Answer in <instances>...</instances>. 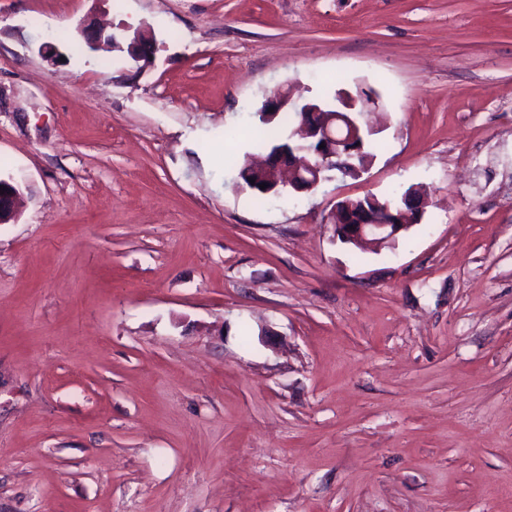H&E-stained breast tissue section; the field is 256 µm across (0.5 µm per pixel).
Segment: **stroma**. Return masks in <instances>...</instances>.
<instances>
[{
    "label": "stroma",
    "instance_id": "1",
    "mask_svg": "<svg viewBox=\"0 0 512 512\" xmlns=\"http://www.w3.org/2000/svg\"><path fill=\"white\" fill-rule=\"evenodd\" d=\"M286 87L376 148L261 203ZM0 178V512H512V0H0ZM81 33L91 49L85 42L79 43L76 47L80 53H85L86 51L91 50L97 51L104 47L115 48L114 45H118L119 48H123L122 44H118V38L116 37L117 33L106 31L104 28L91 27L89 24L83 28ZM124 41L128 55L136 63L141 61L147 62L153 55V42L139 33L135 34L132 38H127L124 35ZM0 222L7 224L16 219L15 200L18 194V188L9 181L0 179ZM408 190L400 195L395 194L384 200L387 201L384 203L373 195L363 197L380 210L370 209L362 197L356 200L349 197L338 200L328 217L332 220L331 224L334 225L337 237L344 243L353 244L371 242L384 245L392 242L402 231L413 224H418L423 215L425 205L423 193L418 188H412L407 193ZM406 193L408 196L404 200L407 197L414 198L420 200V204L415 208L407 209L399 202L389 203L399 200ZM339 201H342L341 205H338ZM350 226H353V229H350Z\"/></svg>",
    "mask_w": 512,
    "mask_h": 512
}]
</instances>
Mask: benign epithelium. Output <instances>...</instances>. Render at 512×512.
<instances>
[{"instance_id": "benign-epithelium-1", "label": "benign epithelium", "mask_w": 512, "mask_h": 512, "mask_svg": "<svg viewBox=\"0 0 512 512\" xmlns=\"http://www.w3.org/2000/svg\"><path fill=\"white\" fill-rule=\"evenodd\" d=\"M82 35L93 51L118 44L116 33L101 27L85 26ZM130 58L146 62L153 55V42L135 34L124 38ZM292 103L289 91L278 90L267 102L265 112L281 111ZM341 107L328 114L306 102L298 106L303 112L300 136L310 142L308 146L281 149L260 165L276 173L275 188L287 186L296 193L310 192L329 179L328 166L312 161V156L324 159L336 157L339 147L355 143L362 131L361 117L377 104L373 96L362 92L357 96L340 99ZM18 188L11 182L0 179V222L7 224L16 219L15 200ZM408 197L420 201L415 208L407 209L401 203L380 202L375 196L353 199L346 197L341 204L334 205L329 219L332 220L338 238L345 243L392 242L401 232L418 223L423 215L425 200L423 193L414 188Z\"/></svg>"}]
</instances>
